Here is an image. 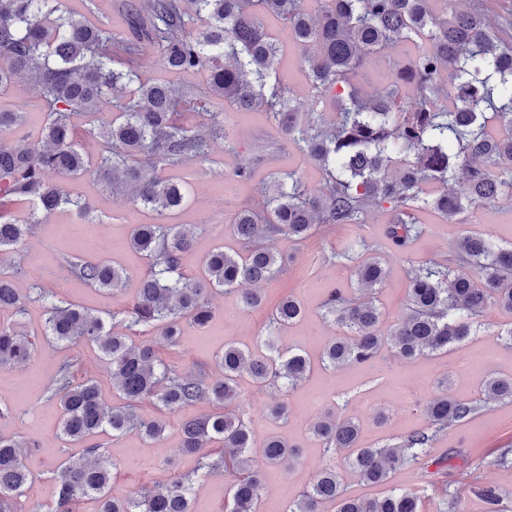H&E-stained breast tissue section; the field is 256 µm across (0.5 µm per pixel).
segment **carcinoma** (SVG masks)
I'll return each instance as SVG.
<instances>
[{"label": "carcinoma", "mask_w": 512, "mask_h": 512, "mask_svg": "<svg viewBox=\"0 0 512 512\" xmlns=\"http://www.w3.org/2000/svg\"><path fill=\"white\" fill-rule=\"evenodd\" d=\"M321 0L310 12L304 0H131L125 4L132 38L115 40L100 24L62 7V0H0V93L14 76L26 71L30 85L48 104L36 139L25 131V114L0 112V132L9 129L22 139L0 140V200L27 203L23 223L0 221V255L23 246L41 218L71 208L86 217L85 201L73 197L48 178L73 180L92 174L118 191L129 188L134 199L159 217L181 210L186 187L161 171L192 160L206 161L210 143L226 135L221 113L207 105L222 97L240 112L263 109L285 139L321 170L324 183L311 190L295 173H274L262 213L240 210L231 224L242 250L220 245L202 260L200 275L183 273L194 249L192 233L180 224H137L128 245L144 255L147 273L126 310L125 328H154L169 343L184 325L202 328L211 318L209 295L228 293L242 283L253 287L239 294L245 308L261 304L256 285L276 277L291 260L276 249L280 235L302 242L318 224H362L367 214H389L386 237L404 248L421 228L415 214L433 212L460 223L469 209L506 199L512 202V4L501 5L495 23L488 18L489 0ZM281 19L300 52L312 95L298 99L279 75L282 46L266 30L264 19ZM401 45L414 47L410 67L393 72L386 92L365 91L366 58L378 56L395 65ZM152 51L169 73L202 72L206 91L196 97L200 121L179 119L182 100L165 81H145L139 60ZM448 73L451 87L441 82ZM419 92L408 111L398 95L399 81ZM116 112L108 124H97L100 104L109 96ZM334 105L336 117L326 126L322 111ZM101 145L90 166L76 140V116ZM497 120L511 131L495 136L488 124ZM464 169L467 193L450 184ZM458 267L438 262L411 268L404 316L381 330L377 295L387 280V261L358 239L336 253L356 261L353 274L360 296L347 298L341 288L328 291L324 316L344 333L323 349L327 369L375 366L390 352L407 360L433 355L460 344L480 331L479 318L497 306L512 312V245H500L487 232L465 229L456 240ZM66 272L99 289L116 291L127 270L109 261L74 257ZM46 310L45 335L59 349L85 344L112 368V388L124 403L110 405L95 380L78 381L63 360L48 386L62 408L60 435L85 444L84 454L63 461L55 475L54 504L46 512H73L87 496L101 502L99 512H192L196 479L218 470H233L228 512H258L262 474L251 458L254 446L245 412L237 404L239 379L246 375L260 387L295 388L309 375L311 361L299 351L263 354L259 347L224 345L215 362L224 378L212 380L209 364L180 373L163 363L149 343H133L106 321L43 288L36 289ZM14 276L0 271V312L24 310ZM304 314L300 302L284 297L272 311L263 341ZM33 344L10 325L0 323V369L28 362ZM425 404L428 425L409 433L399 446L360 444V423L327 415L311 425L312 434L329 450H348L345 464L367 484H382L409 465L428 464V449L440 433L471 416L478 406L448 394V377ZM481 394L485 401H512V376L488 374ZM155 401L174 412L197 403L213 411L181 423L182 450L195 453L210 444L217 455L201 457L197 473L181 476L125 500L109 496L116 464L91 440L103 433L120 436L135 430L154 443L167 427L164 417L146 418L138 404ZM13 436L0 433V512H18L17 504L33 474ZM265 462L284 473L299 455L298 445L282 435L261 448ZM423 512L411 490L392 489L381 498L346 494L336 466L324 467L316 482L286 512Z\"/></svg>", "instance_id": "1"}]
</instances>
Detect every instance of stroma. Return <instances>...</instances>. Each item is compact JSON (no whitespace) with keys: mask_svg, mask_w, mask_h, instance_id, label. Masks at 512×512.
Segmentation results:
<instances>
[{"mask_svg":"<svg viewBox=\"0 0 512 512\" xmlns=\"http://www.w3.org/2000/svg\"><path fill=\"white\" fill-rule=\"evenodd\" d=\"M266 26L283 44L281 68L288 85L295 95L308 96L310 87L299 53L288 42L287 26L273 18L267 19ZM0 107L25 112L30 134H37L44 122L45 104L31 89L27 76H19L0 96ZM210 109L223 113L226 139L212 143L209 161L188 162L177 172L187 184L188 204L175 221L191 226L195 232L194 252L184 262V272L190 277L198 275L201 259L228 236L238 211L263 210L261 184L270 173H295L311 189L319 188L323 182L322 172L279 135L267 112H239L221 100L213 102ZM248 163L254 164L257 176L243 183L235 178L234 171ZM65 188L89 202L90 218H81L70 210L47 216L19 251L0 256V270L17 273L22 290L38 285L104 317L121 315L147 270L141 255L127 246L130 231L134 225L154 222L155 217L137 205L129 192H112L89 176L67 182ZM386 221V216L372 212L362 224L317 225L312 237L301 244L279 237L278 249L291 255L292 260L282 273L264 284L265 301L261 307L245 308L236 294H218L212 299L208 325L186 326L175 344L159 343L151 331L134 332L132 338L138 343L155 344L156 353L164 362L187 372L199 361L212 364L227 343L251 344L264 338L272 308L283 297L292 295L303 304L304 315L278 333L275 347L303 351L315 359L338 332L321 316L326 288L335 286L349 294L355 288L351 268L329 262L331 251L342 249L360 236L372 241L387 258L390 274L379 295L381 326L386 329L405 311L410 268L422 262H449L463 228L488 231L503 243L512 242V207L501 201L469 210L460 225L432 214L423 216L421 235L402 251L387 240ZM77 255L89 260L108 258L124 265L129 277L122 290L112 294L65 276L66 260ZM0 321L27 336L35 348L34 356L25 365L0 371V408L9 411L8 416L0 418V432L12 434L27 446L26 462L33 482L20 499L23 512H44L52 500L56 467L66 458L82 454L81 446L61 438L60 403L45 394L60 362L72 359L79 375L97 381L108 403L117 402L118 396L112 389L109 365L92 349L81 344L57 353L50 349L45 336V308L38 297L27 301L24 313H0ZM482 321L483 331L465 344L416 361L387 354L373 369L317 368L305 383L291 390L260 389L250 378H241L244 410L255 445L280 434L300 446V455L286 476L265 465L263 457H256L255 464L263 472L262 501L274 499L279 505H287L328 464L330 452L309 432L311 424L324 413L333 412L339 419L356 418L364 445H398L409 432L425 426L423 407L434 396L438 380L444 377L449 394L477 404L479 410L440 435L431 450L435 464L425 469L412 465L396 471L392 487L418 492L423 512H447L452 499L458 502L460 512H512V465L503 467L498 463L502 451L512 448V402L486 404L480 393L484 375H512V345L505 344L499 335L500 328L512 324V313L492 307ZM472 358L480 359V368L469 369ZM275 400L288 403L287 424L268 418L267 407ZM210 410V405L197 404L167 415L164 439L157 444L134 432L119 437L99 436V444L117 466L111 496L125 498L151 488L155 482L191 472L197 459L182 453L179 425L182 420ZM233 480V475L219 472L198 483L193 496L194 512H225ZM486 486L498 488L497 507H490L481 497L480 490Z\"/></svg>","mask_w":512,"mask_h":512,"instance_id":"1","label":"stroma"}]
</instances>
